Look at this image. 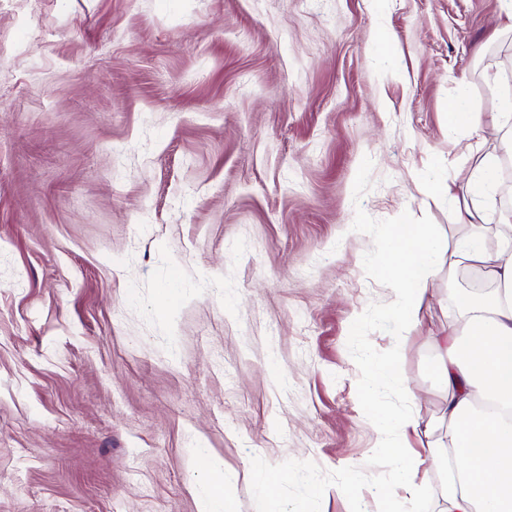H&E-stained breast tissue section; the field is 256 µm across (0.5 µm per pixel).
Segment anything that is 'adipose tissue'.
I'll list each match as a JSON object with an SVG mask.
<instances>
[{"mask_svg": "<svg viewBox=\"0 0 512 512\" xmlns=\"http://www.w3.org/2000/svg\"><path fill=\"white\" fill-rule=\"evenodd\" d=\"M501 186L499 157L481 158L467 184L470 202L458 209L460 232L444 236L426 225L393 224L380 238L375 276L391 291L387 311L401 340L421 325L441 276L454 279L471 269L488 289L478 296L456 292V318L434 339L445 394L439 418L424 424L409 412L417 394L396 361L365 373L368 382L387 379L405 403L373 423L405 476L400 486H385L376 512H397L402 502L417 512L430 472L439 469L448 482L438 512H512V225L487 222ZM419 431L425 436L420 449L402 448L403 438ZM474 433L481 435L484 452L473 450Z\"/></svg>", "mask_w": 512, "mask_h": 512, "instance_id": "obj_1", "label": "adipose tissue"}]
</instances>
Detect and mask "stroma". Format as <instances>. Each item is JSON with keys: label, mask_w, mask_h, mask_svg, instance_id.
Wrapping results in <instances>:
<instances>
[{"label": "stroma", "mask_w": 512, "mask_h": 512, "mask_svg": "<svg viewBox=\"0 0 512 512\" xmlns=\"http://www.w3.org/2000/svg\"><path fill=\"white\" fill-rule=\"evenodd\" d=\"M504 0H0V512H374L396 356L437 416L453 297L399 339L389 224L456 229L512 86ZM389 55L378 52L381 42ZM222 461L205 472L202 455ZM359 469L355 495L342 486ZM480 122L479 113L470 110L468 85L466 82H461L448 112V129L454 131L466 128L476 132ZM429 172L431 191L437 194L448 195V198L451 200L455 199L452 184L444 174L443 166L438 158L433 159L429 166ZM230 501L224 494V484L212 485L201 502L200 512H232Z\"/></svg>", "instance_id": "stroma-1"}]
</instances>
